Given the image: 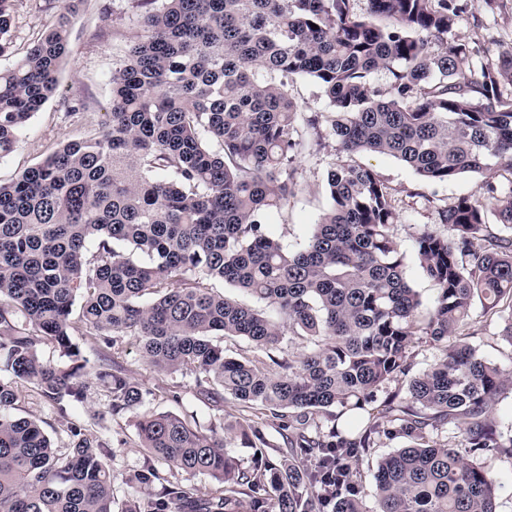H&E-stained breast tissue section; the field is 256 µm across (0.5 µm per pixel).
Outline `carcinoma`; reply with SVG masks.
Returning a JSON list of instances; mask_svg holds the SVG:
<instances>
[{
    "label": "carcinoma",
    "instance_id": "1",
    "mask_svg": "<svg viewBox=\"0 0 512 512\" xmlns=\"http://www.w3.org/2000/svg\"><path fill=\"white\" fill-rule=\"evenodd\" d=\"M13 2L0 0V55ZM82 2L54 0L53 25L0 70V158L55 95ZM368 3L366 17L356 0H162L112 70L102 131L0 183V512H497L484 459H512V433L492 417L512 367L466 336L478 304L512 347V188L487 180L485 200L439 210L448 235L418 233L415 258L437 290L426 308L393 240L390 187L367 166L328 171L330 207L299 248L268 230L298 190L306 135L323 125L339 151L394 157L426 184L501 171L512 183V43L474 69L475 48L455 33L464 0ZM378 71L385 93L370 81ZM279 75L315 81L333 112L301 116ZM76 305L91 345L133 337L153 369L194 374L212 406L229 395L267 407L278 457L249 421L224 426L252 450L246 466L216 428L144 409L149 392L105 356L95 375L112 415L138 418L142 446L170 474L219 485L202 498L148 462L125 477L134 494L115 497L104 436L70 421L61 453L14 414L16 379L63 414L83 402ZM218 334L265 352L286 335L310 347L268 370L227 356ZM417 340L438 349L436 363L372 406L408 375ZM47 342L67 365L41 356ZM313 415L329 424L307 427ZM445 428L458 442L436 438ZM382 435L407 445L379 460L369 511L360 461Z\"/></svg>",
    "mask_w": 512,
    "mask_h": 512
}]
</instances>
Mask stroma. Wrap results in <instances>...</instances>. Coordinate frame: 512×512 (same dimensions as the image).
<instances>
[{
  "label": "stroma",
  "mask_w": 512,
  "mask_h": 512,
  "mask_svg": "<svg viewBox=\"0 0 512 512\" xmlns=\"http://www.w3.org/2000/svg\"><path fill=\"white\" fill-rule=\"evenodd\" d=\"M150 6L145 0H85L72 18L69 30V54L58 74V91L25 127L17 149L0 159V182L11 181L21 170L35 166L68 142L99 132L106 112L111 109L113 68L122 60L127 48L143 32V17ZM55 20L51 0H14L12 48L0 56V70L9 69L27 48L31 47ZM457 34L479 47L473 64L494 58L500 44L512 42V0H467V8L458 18ZM82 98L85 111L73 113L67 103ZM335 139L323 136L319 145L296 159L300 189L287 207L269 217V230L288 248L303 244L311 224L317 223L329 205L327 172L343 160ZM357 163L378 172L392 189L397 215L394 239L405 256L404 273L423 304H431L436 296L433 283L424 276L414 258L415 238L420 230L444 233L438 222L439 208L462 196L481 197L483 177L465 175L444 184H424L414 171L391 156L356 155ZM90 362L99 356L114 359L143 388L149 389L148 410L172 413L209 430L220 423H233L243 417L240 405L225 398L222 409H214L199 400L194 374L161 373L145 363L135 340L118 339L105 353L86 350ZM17 415L38 419L53 443L66 447L67 423L89 421L98 417L111 448L113 485L117 497H124L126 475L143 465L149 453L138 438L136 419L132 415H112L106 389L89 379L87 397L68 413H60L30 384L17 381Z\"/></svg>",
  "instance_id": "35a3bbf8"
}]
</instances>
